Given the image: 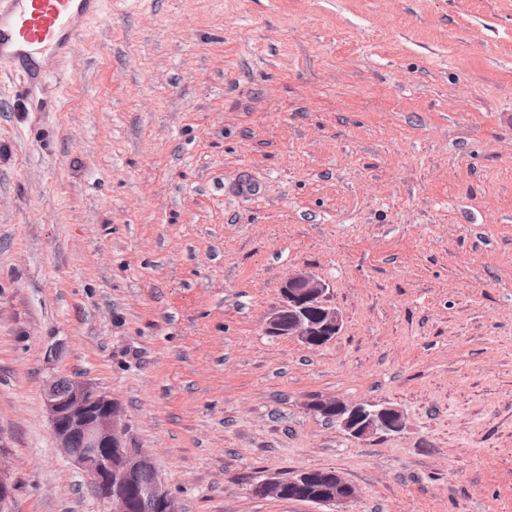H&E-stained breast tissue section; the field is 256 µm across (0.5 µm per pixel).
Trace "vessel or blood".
<instances>
[{"mask_svg":"<svg viewBox=\"0 0 512 512\" xmlns=\"http://www.w3.org/2000/svg\"><path fill=\"white\" fill-rule=\"evenodd\" d=\"M108 0H0V66L21 85L45 81L52 63L73 57L85 27Z\"/></svg>","mask_w":512,"mask_h":512,"instance_id":"obj_1","label":"vessel or blood"}]
</instances>
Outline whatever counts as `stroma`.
<instances>
[{
	"instance_id": "1",
	"label": "stroma",
	"mask_w": 512,
	"mask_h": 512,
	"mask_svg": "<svg viewBox=\"0 0 512 512\" xmlns=\"http://www.w3.org/2000/svg\"><path fill=\"white\" fill-rule=\"evenodd\" d=\"M299 271L343 315L317 349L262 331ZM53 376L180 512H316L252 491L307 470L348 512H512V0H110L48 84L0 73V468L12 512H109ZM57 383L56 378L48 380L43 393L57 448L106 489L110 512H130L122 488L148 469L130 490L131 511L163 512L159 501L139 496L157 477L155 463L149 451L128 445L119 405L89 380H67L64 393ZM306 407L325 420L336 422L351 439L357 441L380 433H397L404 427L403 412L387 405L314 396L307 401ZM321 476L324 477L325 481L335 484V488L332 492L313 493L311 496H308L307 501L322 506H336L337 509L333 511L345 512L338 508L355 498V489L334 470H327Z\"/></svg>"
}]
</instances>
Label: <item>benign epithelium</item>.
Wrapping results in <instances>:
<instances>
[{"label": "benign epithelium", "instance_id": "7a95c632", "mask_svg": "<svg viewBox=\"0 0 512 512\" xmlns=\"http://www.w3.org/2000/svg\"><path fill=\"white\" fill-rule=\"evenodd\" d=\"M327 290L326 281L314 274L299 272L288 276L280 287L277 305L264 322L265 335L296 338L311 349L333 341L341 331L342 316L328 303ZM57 383L56 378L48 380L43 393L57 448L106 489L105 500L112 505L110 512H129L122 488L142 470L155 468L153 456L144 448L128 445L121 409L107 392L86 379H69L66 391L61 393ZM306 407L335 422L357 441L380 433H397L404 427L403 412L387 405L314 396ZM322 479L335 484V488L313 493L308 501L336 506V512H341L339 507L354 499L356 492L338 472L327 470L319 478L305 471L288 479V485L299 492ZM282 485L281 479H268L257 484L254 492L279 498ZM149 494L163 499L165 512H180L177 500L162 481H157Z\"/></svg>", "mask_w": 512, "mask_h": 512}]
</instances>
